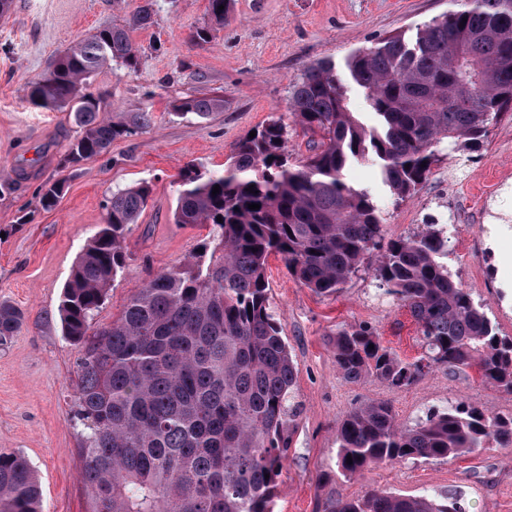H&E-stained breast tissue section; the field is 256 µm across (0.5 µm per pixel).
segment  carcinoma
<instances>
[{
	"label": "carcinoma",
	"mask_w": 512,
	"mask_h": 512,
	"mask_svg": "<svg viewBox=\"0 0 512 512\" xmlns=\"http://www.w3.org/2000/svg\"><path fill=\"white\" fill-rule=\"evenodd\" d=\"M231 7L232 0H209L212 25L197 30L194 43L208 42ZM112 63L138 68L125 25L67 47L30 85L31 104L70 113L80 129L69 167L151 125L149 112L105 118L99 101L81 92ZM348 70L379 125L368 127L350 112L346 87L329 64L306 66L288 102L294 123L311 135L309 154L289 160L288 124L278 118L239 139L222 171L186 163L177 177L175 223L211 225L216 246L205 243L156 274L118 321L95 327L126 266L124 242L149 187L112 193L105 223L74 263L59 304L63 335L82 348L73 408L86 512H273L298 408L294 363L269 302L272 256L324 296L367 271L417 323L424 355L412 362L367 324L336 329L331 345L345 378L404 388L432 367L475 368L482 381L512 394V337L499 335L454 280L443 228L431 221L387 241L371 196L344 179L351 163L372 160L394 195L407 197L441 157L472 150L493 119L512 111V0H456L415 40L394 34L355 51ZM223 109L219 97L190 98L174 115L206 119ZM65 187L64 178L44 186L41 207L55 206ZM252 203L260 208L249 209ZM23 321L19 308L0 301V346ZM489 443L512 448V417L457 401L406 427L389 404L369 401L337 427L336 469L322 480H350L409 459L458 458ZM0 512H40L38 478L20 453H0ZM324 512L465 509L455 496L372 488L358 499L332 498Z\"/></svg>",
	"instance_id": "carcinoma-1"
}]
</instances>
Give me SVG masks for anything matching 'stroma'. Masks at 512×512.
<instances>
[{
    "label": "stroma",
    "mask_w": 512,
    "mask_h": 512,
    "mask_svg": "<svg viewBox=\"0 0 512 512\" xmlns=\"http://www.w3.org/2000/svg\"><path fill=\"white\" fill-rule=\"evenodd\" d=\"M143 0H11L0 17V299L26 320L0 346V453L19 452L42 485V512H85L79 480V429L71 397L78 346L63 336L58 306L70 271L118 189L140 183L151 193L125 240L126 267L113 282L95 322L119 318L129 298L161 270L196 254L206 224L175 223L176 175L186 162L223 169L234 144L271 118L287 116L288 91L305 66L330 63L349 75V55L394 32L415 37L447 12L450 0H234L230 19L209 41L194 45L208 25V0H154L153 22L130 20ZM112 24L127 26L139 54L136 71L105 67L85 87L106 116L149 112L153 122L74 168L62 160L79 129L68 113L33 106L29 84L70 44ZM349 108L364 124L376 119L364 92L347 80ZM222 96L209 119H181L188 98ZM347 179L365 189L385 218L386 239L427 222L455 219L448 231V267L483 305L500 335L512 336V112L501 115L478 146L442 159L411 197L400 199L378 169L350 166ZM67 181L50 210L38 193ZM268 296L296 369L298 425L281 475L274 512H323L329 497L357 498L375 487L409 496L458 494L466 512H512V448L487 446L459 458L383 465L364 476L321 481L336 466V429L361 403L390 404L411 426L433 410L464 400L488 413L512 414V395L484 383L476 370L432 368L412 385L392 389L339 372L329 339L344 324L376 329L402 359L423 348L409 312L383 294L369 274L337 294L299 284L281 257L268 260Z\"/></svg>",
    "instance_id": "1"
}]
</instances>
